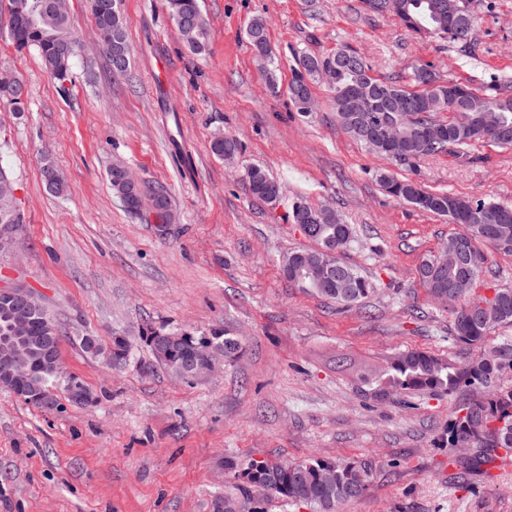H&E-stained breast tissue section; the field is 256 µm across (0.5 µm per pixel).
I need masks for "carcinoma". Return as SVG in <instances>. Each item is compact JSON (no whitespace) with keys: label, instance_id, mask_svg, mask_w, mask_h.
I'll list each match as a JSON object with an SVG mask.
<instances>
[{"label":"carcinoma","instance_id":"obj_1","mask_svg":"<svg viewBox=\"0 0 512 512\" xmlns=\"http://www.w3.org/2000/svg\"><path fill=\"white\" fill-rule=\"evenodd\" d=\"M394 0H363L364 6L375 14H394L405 27L416 33L418 29L409 18L391 7ZM414 17L422 24L432 25L429 3L451 6L453 15L446 16L447 29L440 35L456 43L471 41L474 18L468 8V0H411ZM91 14L99 31L101 48L113 69L119 73L127 71L129 50L126 42L125 24L118 0H89ZM172 18L182 19L181 36L189 48L201 53L209 40V23L202 11L200 0H168ZM8 36L15 50L22 53L34 50L39 55L46 71L60 85L68 81L79 43L72 31L69 12L54 4V0H7ZM248 40L255 55L264 63L272 64L266 25L262 20L254 21L248 30ZM333 62L339 71L338 86L331 89L336 119L342 128L355 139L363 142L376 153L393 160L387 148L368 141L360 132L355 113L349 110L345 98V87L359 85L367 94L362 116L371 123L383 118L403 138L407 158L412 164L425 157L440 154L464 155L470 146L483 140L480 132L481 117L488 111L498 117L501 129L508 138L497 143L501 148H512V95L505 83L488 90L477 91L469 85L453 81L444 83L427 65L413 70L411 80L414 87L408 89L386 78L374 74L373 68L354 50L341 47L327 56L303 55L293 67L291 84L288 86L290 101L298 111H303L295 101V91H310V84L319 76V71ZM455 86L465 91V102L448 101V87ZM26 91L24 82L13 72L0 71V103L23 109L18 91ZM398 95H406L413 107L406 112H383L379 101ZM444 110L450 114L448 120L436 118ZM212 152L225 160H233L242 153L243 145L229 137L215 141ZM124 167L116 165L109 171L114 194L125 208L134 211L129 198L131 189L122 182ZM46 188L56 194L65 191L62 176L53 164L46 162L41 169ZM251 194L264 202L275 199L266 194L273 186L277 195H282L280 183L264 168L252 165L245 170ZM389 196L418 209L448 219L450 224H459L463 231L448 237L441 251L423 259L417 267L420 283L430 296L453 307L454 335L465 344L480 350V354L464 366H456L436 354L423 350H407L395 354L380 376L361 372L358 382L368 388V393L377 398L394 392L410 395H452L463 387H480L485 396L460 403L448 421V447L452 464L461 475L479 469L500 450L512 454V389H503L499 381L512 374V336L488 344V338L501 326L512 325V288H494L488 295L478 294L475 286L489 271L495 253L512 255V206L480 197H462L448 192H433L410 178H396L390 174L381 176ZM318 213V207L304 199L295 200L288 211L292 224H309ZM24 221L12 189L0 185V226L8 224L18 227ZM351 225L341 223L334 212L326 213L314 223V232L309 238L312 246L293 250L283 260L282 272L308 291L335 302L349 306L368 298L373 292V283L359 270L341 259V253L351 245ZM333 246L336 250V277L329 280L320 268L321 249ZM459 251L461 263L450 268L445 255ZM460 275L472 279V288L461 296L448 288L450 282ZM21 315L27 324V340L22 357L31 374L26 386L37 393L54 391L59 382H68L61 367L48 359L43 351L40 337L46 334V326L56 325L48 309L16 310L0 300V337L11 335L16 316ZM216 352L233 360L242 353V347L231 332L217 326L207 332ZM143 337L152 351L156 366L166 370L186 362L199 335L193 332L166 331L152 326L145 327ZM112 362L121 364L128 360L129 343L124 336H114L109 345ZM469 442L473 452L460 455L457 444ZM227 469L234 472L239 489L248 495L255 491L261 495L277 497L285 502L303 503L311 512H337V506L360 497L369 482L372 462L367 459H311L298 462H268L253 460L240 465L229 459Z\"/></svg>","mask_w":512,"mask_h":512}]
</instances>
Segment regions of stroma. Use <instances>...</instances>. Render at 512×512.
I'll use <instances>...</instances> for the list:
<instances>
[{
  "mask_svg": "<svg viewBox=\"0 0 512 512\" xmlns=\"http://www.w3.org/2000/svg\"><path fill=\"white\" fill-rule=\"evenodd\" d=\"M68 3L81 43L68 88L0 28V69L28 91L23 112L0 104V167L25 218L0 253V288L23 285L45 299L63 330V367L98 401L62 396L44 410L0 388V512H211L216 495L237 492L229 458L373 460L366 491L339 512H512V458L463 483L454 477L442 439L465 392L380 399L356 380L404 350L459 366L478 354L455 339L451 312L416 274L459 225L391 198L380 174L512 204V150L479 143L465 157L399 164L340 128L323 81L311 85L310 115L287 94L299 56L343 45L399 84L421 64L478 91L512 80V0H469L467 44L418 38L361 0H203L211 42L202 54L184 43L167 0H120L131 46L124 75L99 52L88 0ZM257 18L275 94L248 44ZM221 134L244 145L234 163L211 152ZM47 159L64 176L63 195L41 181ZM115 163L164 187L170 223L127 211L109 184ZM252 164L283 184L279 202L250 193ZM299 198L352 225L343 259L373 281L371 297L346 308L284 277L283 258L307 245L288 221ZM149 325H221L242 354L196 379L145 373ZM85 334L105 345L127 337L126 365L84 353Z\"/></svg>",
  "mask_w": 512,
  "mask_h": 512,
  "instance_id": "1",
  "label": "stroma"
}]
</instances>
